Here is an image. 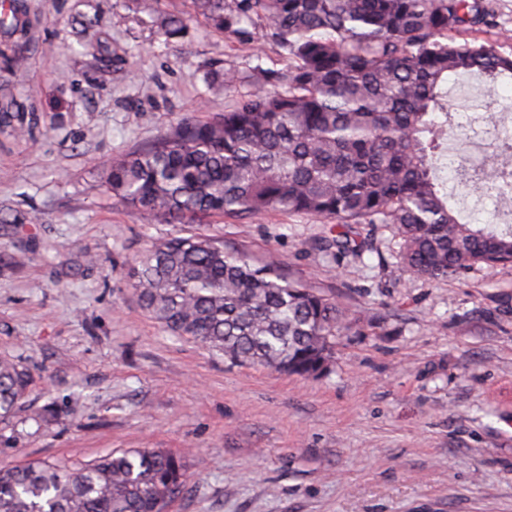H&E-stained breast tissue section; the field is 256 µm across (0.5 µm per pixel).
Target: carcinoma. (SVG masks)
I'll use <instances>...</instances> for the list:
<instances>
[{
    "instance_id": "cac0c4a2",
    "label": "carcinoma",
    "mask_w": 512,
    "mask_h": 512,
    "mask_svg": "<svg viewBox=\"0 0 512 512\" xmlns=\"http://www.w3.org/2000/svg\"><path fill=\"white\" fill-rule=\"evenodd\" d=\"M218 30L254 17L288 51V67L209 122L179 121L112 161V197L169 224L286 211L330 223L393 224L403 263L429 279L477 263H512V226L460 221L439 189L448 139V84L462 73L512 80V58L451 32L488 23L483 0H192ZM183 21L164 17L177 36ZM512 186V138L488 172L463 178ZM144 308L176 337L234 366L315 378L346 314L279 264L208 237L153 244L130 271ZM27 387L0 359V419ZM187 488L184 459L158 448L116 451L77 468L0 467V512H164Z\"/></svg>"
}]
</instances>
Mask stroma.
I'll return each mask as SVG.
<instances>
[{"instance_id":"35a3bbf8","label":"stroma","mask_w":512,"mask_h":512,"mask_svg":"<svg viewBox=\"0 0 512 512\" xmlns=\"http://www.w3.org/2000/svg\"><path fill=\"white\" fill-rule=\"evenodd\" d=\"M9 2L22 29L0 28V357L29 385L0 422V465L164 448L189 476L170 512H512V264L432 280L404 267L388 224L147 220L107 191L108 163L181 118L215 119L285 51L265 21L217 30L191 0ZM484 4L490 25L456 41L512 56V0ZM167 15L185 20L170 43ZM450 96L489 125L512 113L510 80L465 76ZM448 149L438 174L461 220L495 223L499 199L460 193ZM344 233L347 249L323 250ZM193 234L277 260L345 311L321 376L230 365L142 309L135 259Z\"/></svg>"}]
</instances>
